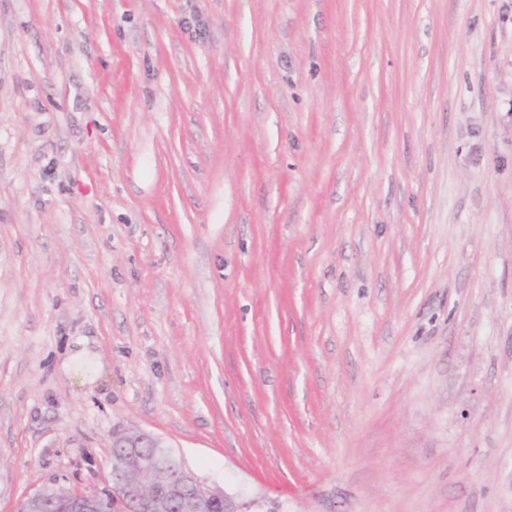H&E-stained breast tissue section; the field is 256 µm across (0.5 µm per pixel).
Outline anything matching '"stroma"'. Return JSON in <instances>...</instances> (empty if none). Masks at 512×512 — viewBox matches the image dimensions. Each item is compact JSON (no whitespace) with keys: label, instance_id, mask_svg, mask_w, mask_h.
<instances>
[{"label":"stroma","instance_id":"obj_1","mask_svg":"<svg viewBox=\"0 0 512 512\" xmlns=\"http://www.w3.org/2000/svg\"><path fill=\"white\" fill-rule=\"evenodd\" d=\"M125 427L247 512H512V0H0V512Z\"/></svg>","mask_w":512,"mask_h":512}]
</instances>
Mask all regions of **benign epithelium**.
<instances>
[{
	"label": "benign epithelium",
	"instance_id": "7a95c632",
	"mask_svg": "<svg viewBox=\"0 0 512 512\" xmlns=\"http://www.w3.org/2000/svg\"><path fill=\"white\" fill-rule=\"evenodd\" d=\"M166 442L126 428L112 436L111 483L101 491L45 486L20 499L13 512H239L223 490L199 480Z\"/></svg>",
	"mask_w": 512,
	"mask_h": 512
}]
</instances>
